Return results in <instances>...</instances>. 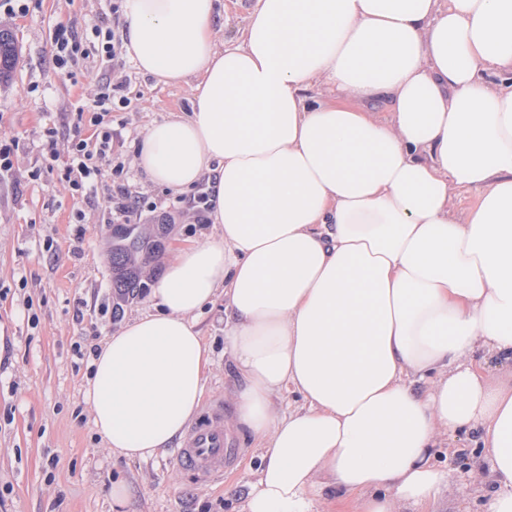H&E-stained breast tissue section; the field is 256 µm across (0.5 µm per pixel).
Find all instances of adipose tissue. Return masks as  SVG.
I'll return each instance as SVG.
<instances>
[{
    "mask_svg": "<svg viewBox=\"0 0 512 512\" xmlns=\"http://www.w3.org/2000/svg\"><path fill=\"white\" fill-rule=\"evenodd\" d=\"M219 3L124 0L139 71L193 91L146 128L137 167L206 185L218 234L100 343L94 431L130 460L174 445L212 364L197 316L220 295L234 418L263 450L243 512H316L329 492L421 512L462 433L491 459L469 474L483 512H512V0H257L224 47ZM318 83L340 102L311 100ZM378 96L387 115L364 107ZM454 189L480 194L466 217Z\"/></svg>",
    "mask_w": 512,
    "mask_h": 512,
    "instance_id": "1",
    "label": "adipose tissue"
}]
</instances>
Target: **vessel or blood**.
<instances>
[{
  "instance_id": "vessel-or-blood-1",
  "label": "vessel or blood",
  "mask_w": 512,
  "mask_h": 512,
  "mask_svg": "<svg viewBox=\"0 0 512 512\" xmlns=\"http://www.w3.org/2000/svg\"><path fill=\"white\" fill-rule=\"evenodd\" d=\"M240 454L224 429V405H209L201 420L186 434L176 458L182 468L200 483L223 481Z\"/></svg>"
}]
</instances>
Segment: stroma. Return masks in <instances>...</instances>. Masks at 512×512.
<instances>
[{"mask_svg": "<svg viewBox=\"0 0 512 512\" xmlns=\"http://www.w3.org/2000/svg\"><path fill=\"white\" fill-rule=\"evenodd\" d=\"M28 12H0V28L19 46L15 70L0 82V138L14 144V167L0 179V512H112V484L131 489L126 512H240L241 493L254 481L261 451L234 422L231 392L236 376L224 354V301L200 314L199 328L213 352L205 399L224 404V426L242 453L223 484L194 481L174 453L146 460L113 455L94 433L84 401L85 362L74 346L89 349L130 318L151 311L152 290L167 264L191 243L216 234L196 223L176 192L148 183L134 163L133 143L145 128L173 112L190 109L187 84H165L142 75L123 57L121 75L130 103L117 108L112 124L121 136L119 159L132 196L172 213L155 224L160 248L140 269L142 286L119 297L112 283V227L105 206L114 184L103 176L97 198L77 195L64 179L62 162L48 164L47 128L73 126L78 110H92V92L103 69L93 46L94 27L122 30L124 17L112 0H26ZM70 24L84 54L63 74L54 62V29ZM82 212L83 223L73 215ZM36 313L29 322L28 313ZM438 460L457 478L430 512H481L471 470L489 473L490 459L466 437Z\"/></svg>", "mask_w": 512, "mask_h": 512, "instance_id": "1", "label": "stroma"}]
</instances>
